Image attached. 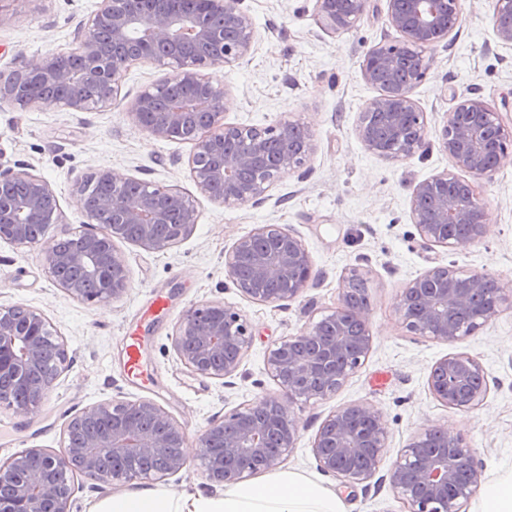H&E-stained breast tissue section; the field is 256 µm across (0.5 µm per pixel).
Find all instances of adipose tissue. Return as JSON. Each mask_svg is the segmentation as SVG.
<instances>
[{
  "label": "adipose tissue",
  "instance_id": "adipose-tissue-1",
  "mask_svg": "<svg viewBox=\"0 0 512 512\" xmlns=\"http://www.w3.org/2000/svg\"><path fill=\"white\" fill-rule=\"evenodd\" d=\"M97 512H346L342 500L319 481L282 473L261 481L228 483L224 494L177 498L157 490L111 497Z\"/></svg>",
  "mask_w": 512,
  "mask_h": 512
}]
</instances>
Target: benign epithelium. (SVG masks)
<instances>
[{"instance_id":"obj_1","label":"benign epithelium","mask_w":512,"mask_h":512,"mask_svg":"<svg viewBox=\"0 0 512 512\" xmlns=\"http://www.w3.org/2000/svg\"><path fill=\"white\" fill-rule=\"evenodd\" d=\"M368 0H315L331 31L351 28ZM391 27L400 34L370 49L362 64L364 80L389 83L362 112L358 135L366 148L393 161H405L426 146L424 114L413 98L429 68L424 53L448 39L462 15V0H387ZM493 29L512 43V0H494ZM254 28L236 0H104L78 29V47L20 63L0 76V102L29 107H65L92 112L112 105L128 69L138 63L170 68L167 81L139 91L131 104L134 122L150 135L193 145L191 170L197 188L224 205L254 202L284 174L314 152L308 127L283 119L264 128L224 122L229 107L225 89L201 70L231 66L249 53ZM246 138L249 147L229 146ZM440 146L454 171L419 182L411 214L423 243L458 253L478 243L488 229V211L479 188L491 181L512 146V125L482 98L457 104L440 134ZM91 179L111 186L93 205L86 204L88 180L74 191L87 216L110 217L106 226L89 227L77 246L54 244L44 263L57 285L86 301L120 298L128 287L125 260L113 239L130 224L140 227L136 244L163 251L184 239L198 221L194 204L176 187L139 182L102 169ZM0 242L34 246L61 221L51 185L26 168H0ZM224 270L253 302L280 307L302 296L316 278L314 262L295 234L275 224L239 238L224 254ZM349 270L341 279L336 306L319 320L309 317L300 333L274 344L267 371L281 395H263L215 417L198 436L197 460L217 482L242 481L278 468L295 448L304 428L296 407L334 395L365 362L372 349L370 307L352 295ZM509 285L451 262L435 266L402 289L398 315L413 333L445 343L474 334L501 311ZM251 341L242 315L220 302L192 305L172 336L174 350L191 372L228 378L239 369ZM54 348L53 374L36 378L44 349ZM67 362L65 344L46 315L23 305L0 306V378L27 391L23 401L0 391V402L24 414L39 406ZM430 394L456 410L482 405L488 372L467 352L437 361L427 379ZM185 429L151 400L103 401L85 408L68 423L59 451L24 448L0 462V512H72L74 487L59 474L79 471L107 486L145 479L164 481L188 466ZM387 430L381 411L367 402L342 406L320 424L312 453L324 473L344 484L370 483L375 477ZM387 483L407 512H462L482 483V469L460 437L438 425L421 428L387 474Z\"/></svg>"}]
</instances>
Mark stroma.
Wrapping results in <instances>:
<instances>
[{
	"mask_svg": "<svg viewBox=\"0 0 512 512\" xmlns=\"http://www.w3.org/2000/svg\"><path fill=\"white\" fill-rule=\"evenodd\" d=\"M103 0H0V74L38 63L77 45L80 22ZM255 37L247 57L205 74L229 93L224 120L267 127L287 118L309 128L315 152L305 164L266 190L261 201L222 205L198 190L191 173L193 146L159 140L130 116L133 94L158 83L169 69L137 64L126 73L112 105L95 112L63 107L29 108L0 103V166H25L55 190L62 221L42 243L20 247L0 242V305L21 303L45 313L68 352L43 403L19 415L0 405V461L24 448L60 450L68 422L86 407L118 398L148 399L168 412L187 433L189 446L209 420L262 395L279 394L267 372L266 352L281 338L299 334L308 314L335 306L339 283L349 269L368 279L372 350L363 366L335 395L303 404L305 427L281 472L319 478L347 512H406L389 487L343 486L321 472L312 453L316 432L334 409L368 402L384 417L388 436L382 468L400 456L424 425L440 424L462 437L485 478L512 469V309L501 311L473 335L455 344L403 327L396 309L406 284L449 262L512 284V155L505 158L481 198L490 212L485 238L466 251L448 254L424 248L411 218V194L419 182L450 170L440 132L458 98L479 95L503 119L512 118V45L495 36L493 0H464L452 44L430 52V67L414 98L426 119L427 146L406 161L369 151L358 137L360 116L379 88L363 78L366 52L397 39L386 0H369L350 29L322 26L315 0H240ZM182 191L198 210L187 237L166 250L143 249L118 239L129 287L119 299L86 303L69 296L47 273L42 253L54 241L88 224L74 182L99 170ZM267 224L291 229L309 251L322 277L296 301L282 307L247 299L224 271V253L241 237ZM163 297L164 309L154 300ZM200 302H221L238 311L253 338L234 376L217 379L191 373L179 360L172 336L184 312ZM142 338L146 386L125 374V338ZM476 357L489 373L482 406L447 408L427 387L431 366L451 352ZM73 512H95L105 499L152 489L179 497L221 496L197 460L164 481L97 488L93 478L74 480Z\"/></svg>",
	"mask_w": 512,
	"mask_h": 512,
	"instance_id": "1",
	"label": "stroma"
}]
</instances>
